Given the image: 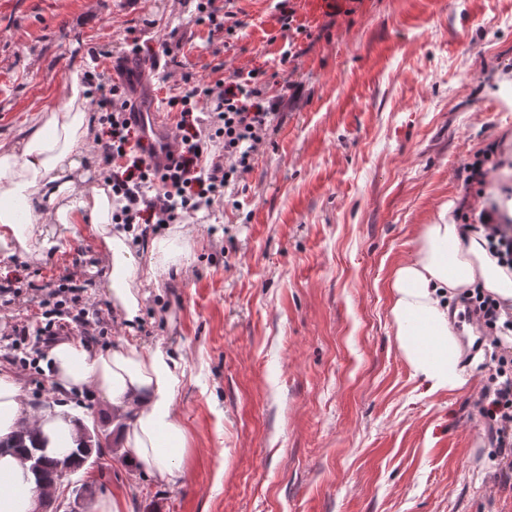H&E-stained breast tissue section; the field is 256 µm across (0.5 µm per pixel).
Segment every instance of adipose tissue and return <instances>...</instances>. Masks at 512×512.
I'll return each mask as SVG.
<instances>
[{"label":"adipose tissue","mask_w":512,"mask_h":512,"mask_svg":"<svg viewBox=\"0 0 512 512\" xmlns=\"http://www.w3.org/2000/svg\"><path fill=\"white\" fill-rule=\"evenodd\" d=\"M81 70H72L58 104L33 116L21 137L0 140V262L39 243L46 251L59 241L46 227L82 228L100 246L102 286L127 322L139 315L136 290L160 281L169 266L183 267L190 254L186 231L152 239L140 261L132 232L113 223L112 192L88 171L98 133L88 121ZM411 260L391 279L390 315L398 347L414 377L429 393L461 390L465 384L461 347L441 296L480 285L512 301V269L499 263L480 224L442 218L420 225ZM58 389L93 387L111 404L125 458L162 484L182 482L187 431L177 411L184 371L171 354L125 338L94 351L62 341L47 352ZM49 437L48 453L64 455L80 434L69 409L33 412L18 376L0 370V512H35L39 489L10 442L20 427Z\"/></svg>","instance_id":"1"}]
</instances>
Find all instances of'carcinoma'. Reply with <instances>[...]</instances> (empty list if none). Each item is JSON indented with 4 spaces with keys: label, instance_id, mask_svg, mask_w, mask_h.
Listing matches in <instances>:
<instances>
[{
    "label": "carcinoma",
    "instance_id": "obj_1",
    "mask_svg": "<svg viewBox=\"0 0 512 512\" xmlns=\"http://www.w3.org/2000/svg\"><path fill=\"white\" fill-rule=\"evenodd\" d=\"M28 436V430H20L17 435L16 447L22 449L24 455L36 457L37 465L32 468V472L40 483H53L67 473L76 472L87 464L90 466L95 464L92 457H100L103 450L102 439L94 436L88 440H83L81 445L68 456L59 459L48 455V438H43L41 444L32 439L30 444L27 445L25 444V438Z\"/></svg>",
    "mask_w": 512,
    "mask_h": 512
}]
</instances>
